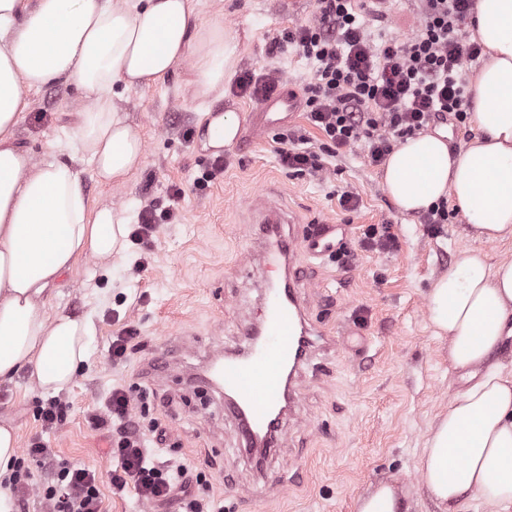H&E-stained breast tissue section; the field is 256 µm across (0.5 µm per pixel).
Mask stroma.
Listing matches in <instances>:
<instances>
[{"mask_svg": "<svg viewBox=\"0 0 512 512\" xmlns=\"http://www.w3.org/2000/svg\"><path fill=\"white\" fill-rule=\"evenodd\" d=\"M196 2L201 18L220 19L236 35L238 72L283 70L284 93L299 92L309 80L307 61L274 41L283 29L312 20L317 0ZM190 77L185 64L158 86L122 92L120 104L142 135L145 155L127 185L82 175L92 203L137 213L153 201L166 205L170 187L178 186L180 220L157 225L147 248L131 246L128 260L111 269L86 259L64 277L53 308L78 315L88 290L99 298L90 360L60 394L70 403L67 419L59 430L43 429L36 411L48 397L23 372L13 383H0V425L15 428L20 448L39 437L58 459L95 471L104 512H155L134 491L113 493L111 434L88 421L113 388L129 386L149 394L143 427L158 422L167 428L156 458L204 471L208 484L197 495L224 512H354L355 497L384 479L396 481L409 512H439L420 488L418 464L427 432L447 411L459 382L448 366L447 340L430 328L425 295L455 255L472 247L463 223L427 224L422 215L401 213L382 187L380 167L366 164L359 147L337 157L328 178L289 171L279 162L275 130L254 135L248 149L224 150V171L212 174L214 157L201 144ZM30 98L20 143L40 160L83 100L71 84L44 87ZM341 190L358 193L357 210L340 208ZM259 193L277 198L306 223L350 225L346 257L303 260L299 276L313 320L360 332L361 345L318 355L280 448L258 467L240 449L237 425L219 394L155 377L151 364L168 360L181 341L194 351L190 370L200 364L199 351L241 344L242 331L258 316L261 274L244 276L236 262L257 247L247 203ZM371 224L389 226L397 248L363 247L362 231ZM141 257L146 265L138 271L134 262ZM130 325L142 344L127 361L113 363L112 339Z\"/></svg>", "mask_w": 512, "mask_h": 512, "instance_id": "1", "label": "stroma"}]
</instances>
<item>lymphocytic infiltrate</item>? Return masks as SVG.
<instances>
[{"label":"lymphocytic infiltrate","instance_id":"1","mask_svg":"<svg viewBox=\"0 0 512 512\" xmlns=\"http://www.w3.org/2000/svg\"><path fill=\"white\" fill-rule=\"evenodd\" d=\"M372 0H319L313 22L286 29L280 40L292 45L313 69L303 88L309 123L323 138L294 131L281 137L284 166L313 175L327 173L330 161L363 142L370 165H381L394 143L423 133L443 116L465 125L470 97L465 62L477 60L482 47L468 41L461 24L474 0H416L419 26L404 38H374L368 20L384 10ZM147 398L137 388H116L91 420L113 426L110 453L117 461L113 489H134L146 501L167 500L185 468L168 472L149 461L144 441L131 431L135 411ZM48 471L39 486L30 483L32 468ZM13 487L19 499L37 496L46 512H102L95 471L58 460L41 439H32L15 463Z\"/></svg>","mask_w":512,"mask_h":512}]
</instances>
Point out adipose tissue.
<instances>
[{"label":"adipose tissue","mask_w":512,"mask_h":512,"mask_svg":"<svg viewBox=\"0 0 512 512\" xmlns=\"http://www.w3.org/2000/svg\"><path fill=\"white\" fill-rule=\"evenodd\" d=\"M473 21L484 47L470 79L474 138L458 151L440 132L409 138L386 159L382 183L404 213L452 200L474 242L426 294L462 385L425 439L422 487L440 512L474 500L512 512V360L499 357L512 342V258L485 250L512 241V0H475ZM186 60L207 121L204 148L232 147L239 119L220 103L238 46L220 20L199 17L194 0H0V383L25 370L57 394L87 362L95 307L75 317L51 311L48 298L81 258L125 259L132 217L90 206L82 166L104 185L142 168V137L114 88L158 85ZM63 82L85 106L65 139L32 161L19 144L30 94ZM19 457L15 429L0 425V512H17Z\"/></svg>","instance_id":"obj_1"}]
</instances>
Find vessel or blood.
<instances>
[{
    "instance_id": "obj_1",
    "label": "vessel or blood",
    "mask_w": 512,
    "mask_h": 512,
    "mask_svg": "<svg viewBox=\"0 0 512 512\" xmlns=\"http://www.w3.org/2000/svg\"><path fill=\"white\" fill-rule=\"evenodd\" d=\"M299 107V97L272 93L258 101L256 111L264 117L290 115ZM250 209L261 230L259 250L240 266L257 265L267 273L260 284L261 314L248 330L245 345L207 352L202 382L212 391L231 395L230 407L247 447H254L256 436L262 434L266 447L274 448L280 430L275 417L287 416V404L298 400L303 371L333 342L309 315L296 261L302 256L334 259L349 229L344 224L304 223L262 194L256 195Z\"/></svg>"
}]
</instances>
